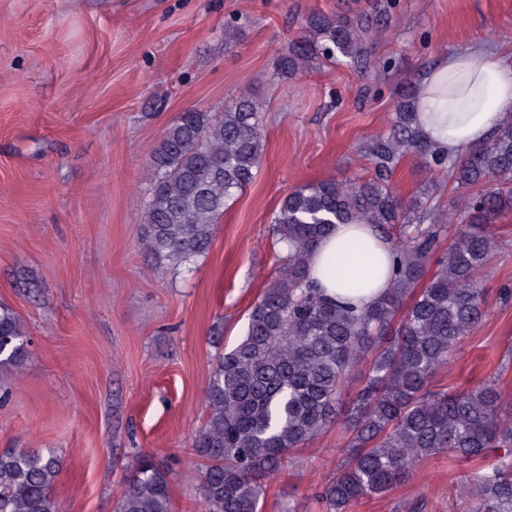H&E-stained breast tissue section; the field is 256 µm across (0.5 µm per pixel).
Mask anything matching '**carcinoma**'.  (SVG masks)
<instances>
[{"label": "carcinoma", "mask_w": 512, "mask_h": 512, "mask_svg": "<svg viewBox=\"0 0 512 512\" xmlns=\"http://www.w3.org/2000/svg\"><path fill=\"white\" fill-rule=\"evenodd\" d=\"M382 36L366 12L312 13L276 69L288 77L342 57L378 84L389 68L375 57ZM393 95L389 130L365 151L371 178L303 185L272 214L281 266L250 312L243 338L216 360L205 390L207 417L192 441L202 460L203 512H260L265 479L293 466V452L335 422L345 442L336 473L318 491L327 512H348L354 501L393 489L436 452L482 459L493 448L512 449V405L494 382L455 391L432 386L484 314L482 278L499 248L491 227L512 211V122L450 157L417 124L415 83L397 84ZM264 149V113L248 93L222 112L177 117L150 162L146 251L192 270L210 249L224 209L255 179ZM409 153L459 192L454 212L392 190L390 178ZM454 222L462 228L440 253ZM338 224H369L391 249L390 288L364 310L329 300L309 284L313 251ZM28 346L19 316L0 303V376L22 365ZM353 380L358 395L343 407ZM61 469L50 448L1 452L0 512H58L53 488ZM170 484V473L141 455L124 479L116 512H171ZM463 493L472 512H512V458Z\"/></svg>", "instance_id": "cac0c4a2"}]
</instances>
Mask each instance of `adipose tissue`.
<instances>
[{"label":"adipose tissue","instance_id":"1","mask_svg":"<svg viewBox=\"0 0 512 512\" xmlns=\"http://www.w3.org/2000/svg\"><path fill=\"white\" fill-rule=\"evenodd\" d=\"M416 110L425 138L442 152L486 142L512 121V59L489 46L442 56L417 86ZM309 277L326 296L364 309L390 285L391 253L371 226L340 224L312 255Z\"/></svg>","mask_w":512,"mask_h":512}]
</instances>
